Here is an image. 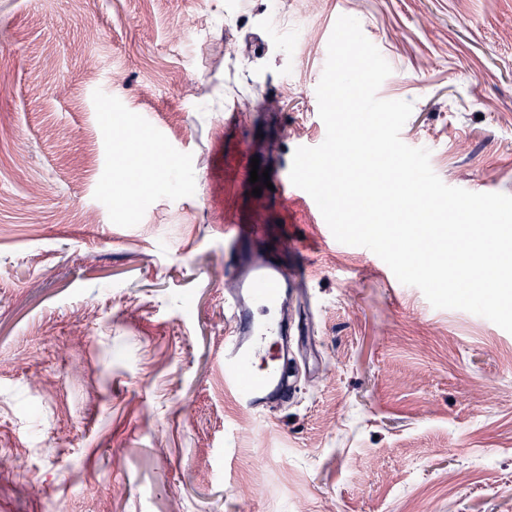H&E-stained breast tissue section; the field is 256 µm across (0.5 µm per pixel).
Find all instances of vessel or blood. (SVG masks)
<instances>
[{
    "mask_svg": "<svg viewBox=\"0 0 512 512\" xmlns=\"http://www.w3.org/2000/svg\"><path fill=\"white\" fill-rule=\"evenodd\" d=\"M252 224H234L224 233V248L237 251L254 235ZM237 287L228 302L232 336L224 345V387L238 405L265 420L268 407L287 401L288 330L271 310L288 292V272L277 262L261 256H244L236 271Z\"/></svg>",
    "mask_w": 512,
    "mask_h": 512,
    "instance_id": "obj_1",
    "label": "vessel or blood"
}]
</instances>
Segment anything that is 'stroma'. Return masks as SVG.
I'll return each instance as SVG.
<instances>
[{
  "mask_svg": "<svg viewBox=\"0 0 512 512\" xmlns=\"http://www.w3.org/2000/svg\"><path fill=\"white\" fill-rule=\"evenodd\" d=\"M265 3L0 0V512H512V333L400 291L274 188L326 136L349 15L392 68L379 98L413 104L402 141L512 195V0ZM231 224L308 269L263 426L224 389Z\"/></svg>",
  "mask_w": 512,
  "mask_h": 512,
  "instance_id": "obj_1",
  "label": "stroma"
}]
</instances>
